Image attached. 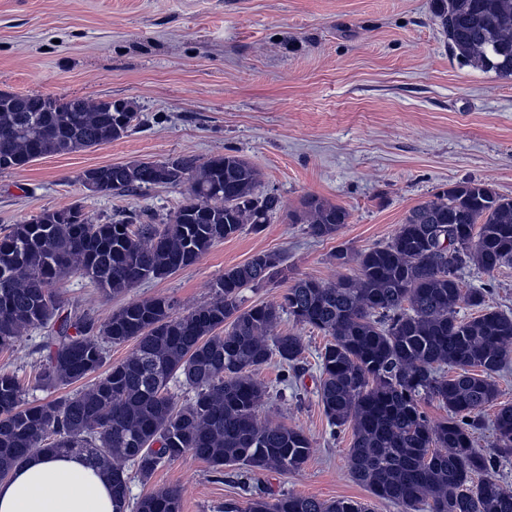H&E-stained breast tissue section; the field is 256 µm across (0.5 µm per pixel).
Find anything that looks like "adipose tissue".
I'll return each instance as SVG.
<instances>
[{
	"label": "adipose tissue",
	"mask_w": 512,
	"mask_h": 512,
	"mask_svg": "<svg viewBox=\"0 0 512 512\" xmlns=\"http://www.w3.org/2000/svg\"><path fill=\"white\" fill-rule=\"evenodd\" d=\"M0 512H114L112 480L88 452H36L0 481Z\"/></svg>",
	"instance_id": "adipose-tissue-1"
}]
</instances>
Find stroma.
Masks as SVG:
<instances>
[{
	"label": "stroma",
	"mask_w": 512,
	"mask_h": 512,
	"mask_svg": "<svg viewBox=\"0 0 512 512\" xmlns=\"http://www.w3.org/2000/svg\"><path fill=\"white\" fill-rule=\"evenodd\" d=\"M431 0H0V91H35L132 102L139 119L122 138L86 151L0 172V229L45 209L78 203L99 219L119 212L174 211L186 185L96 195L79 179L95 166L132 160H203L231 152L262 174L285 205L261 232L215 243L172 276L105 298L88 279L57 284L64 299L98 320L128 302L165 296L184 312L207 302L225 269L262 251L285 253L288 279L353 276L349 254L385 245L416 205L465 179L512 197V80L459 65L434 21ZM317 195L345 207L330 238L309 235L287 215ZM464 290L512 314V266L494 275L462 273ZM304 345L303 368L284 377L278 361L255 371L269 393L259 419L302 431L312 448L302 469L267 472L270 498H348L370 512H403L374 497L348 468L351 427L322 411L318 355L323 332L282 317ZM39 333L0 349V372L15 375L27 399L55 398L38 381ZM300 394L285 406L281 389ZM182 490V512H223L248 497L235 477L217 478L187 454L133 481L131 499L162 487Z\"/></svg>",
	"instance_id": "1"
}]
</instances>
